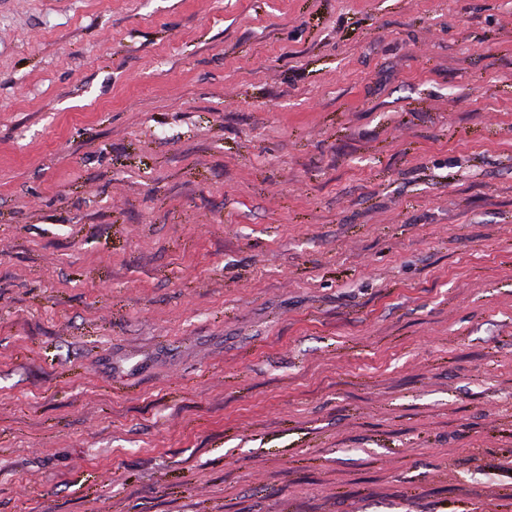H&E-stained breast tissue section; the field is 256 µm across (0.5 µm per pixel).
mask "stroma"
I'll return each instance as SVG.
<instances>
[{
    "label": "stroma",
    "mask_w": 512,
    "mask_h": 512,
    "mask_svg": "<svg viewBox=\"0 0 512 512\" xmlns=\"http://www.w3.org/2000/svg\"><path fill=\"white\" fill-rule=\"evenodd\" d=\"M0 512H512V0H0Z\"/></svg>",
    "instance_id": "35a3bbf8"
}]
</instances>
